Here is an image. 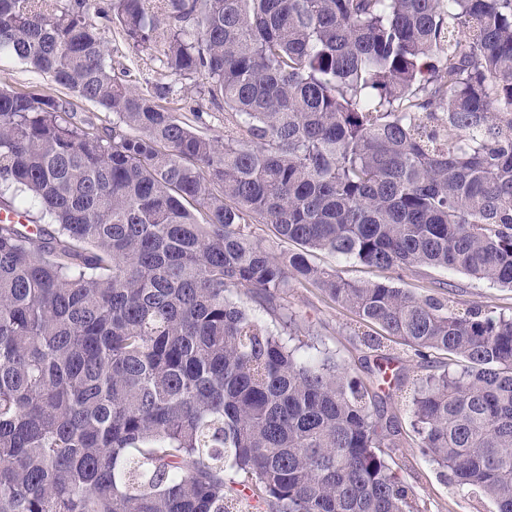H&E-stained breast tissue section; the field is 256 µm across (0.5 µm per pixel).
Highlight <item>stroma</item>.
<instances>
[{
    "label": "stroma",
    "mask_w": 512,
    "mask_h": 512,
    "mask_svg": "<svg viewBox=\"0 0 512 512\" xmlns=\"http://www.w3.org/2000/svg\"><path fill=\"white\" fill-rule=\"evenodd\" d=\"M108 4L109 0H95L97 10L92 15L104 43L129 69L138 86L143 87L162 78L164 70L157 48L151 44L139 49L129 47L105 16ZM0 82L19 92L74 101L68 90L56 85L50 78L30 71L6 53L0 55ZM170 107L179 118L198 131L211 135L224 132V109L212 103L204 94L201 77L177 81ZM311 259L324 268L336 270L348 281L388 280L417 296L433 295L449 301L458 310L475 307L512 315L511 288L472 279L455 269L417 267L397 274L324 251L312 252ZM286 303L304 320L299 334L301 341L315 345L318 350L329 351L338 362L348 365L356 375L372 383L386 415L393 417L399 428L395 447L387 451L388 461L393 472L413 495L420 512H489V501L469 495L467 490L451 480L445 468L432 462L417 446L407 408V392L417 378L428 373V366L418 365L408 347L402 345L388 342L378 351L369 348L361 338L366 330L365 325L317 288L289 289ZM380 355L388 357L393 371L399 372L404 378L403 388L377 383L375 364Z\"/></svg>",
    "instance_id": "stroma-1"
}]
</instances>
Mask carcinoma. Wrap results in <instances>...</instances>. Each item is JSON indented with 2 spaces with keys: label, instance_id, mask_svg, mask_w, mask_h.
Segmentation results:
<instances>
[{
  "label": "carcinoma",
  "instance_id": "carcinoma-1",
  "mask_svg": "<svg viewBox=\"0 0 512 512\" xmlns=\"http://www.w3.org/2000/svg\"><path fill=\"white\" fill-rule=\"evenodd\" d=\"M93 2L0 0V54L115 117L0 85V209L40 223H0V512H415L369 386L237 300L297 332L296 285L460 360L414 384L418 447L512 512V316L309 259L512 288V0H110L222 136L115 71ZM201 76L175 83V94L168 106L197 131L224 135V108L211 102L203 92ZM195 115L200 116V120Z\"/></svg>",
  "mask_w": 512,
  "mask_h": 512
}]
</instances>
